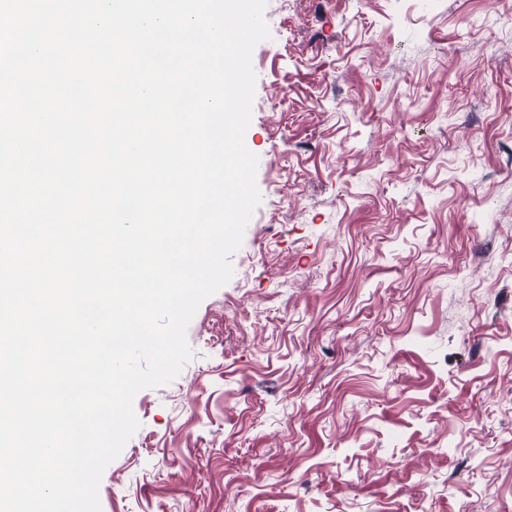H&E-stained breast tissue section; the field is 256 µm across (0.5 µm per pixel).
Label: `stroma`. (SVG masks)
<instances>
[{
  "mask_svg": "<svg viewBox=\"0 0 512 512\" xmlns=\"http://www.w3.org/2000/svg\"><path fill=\"white\" fill-rule=\"evenodd\" d=\"M261 202L102 512H512V0H268Z\"/></svg>",
  "mask_w": 512,
  "mask_h": 512,
  "instance_id": "1",
  "label": "stroma"
}]
</instances>
